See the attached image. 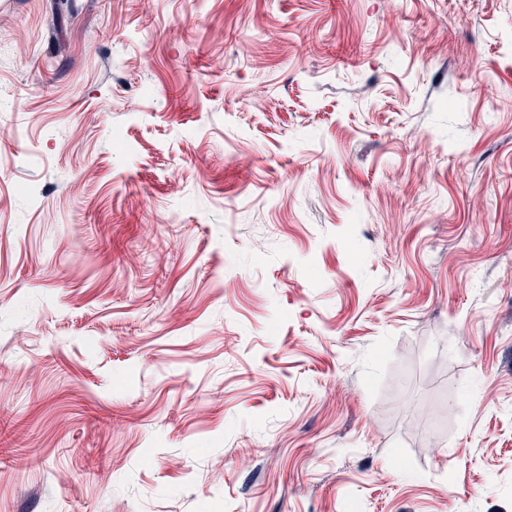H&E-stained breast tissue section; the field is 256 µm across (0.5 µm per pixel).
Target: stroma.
Returning a JSON list of instances; mask_svg holds the SVG:
<instances>
[{
	"label": "stroma",
	"mask_w": 512,
	"mask_h": 512,
	"mask_svg": "<svg viewBox=\"0 0 512 512\" xmlns=\"http://www.w3.org/2000/svg\"><path fill=\"white\" fill-rule=\"evenodd\" d=\"M52 2L0 0V512H512V0H75L63 54Z\"/></svg>",
	"instance_id": "1"
}]
</instances>
